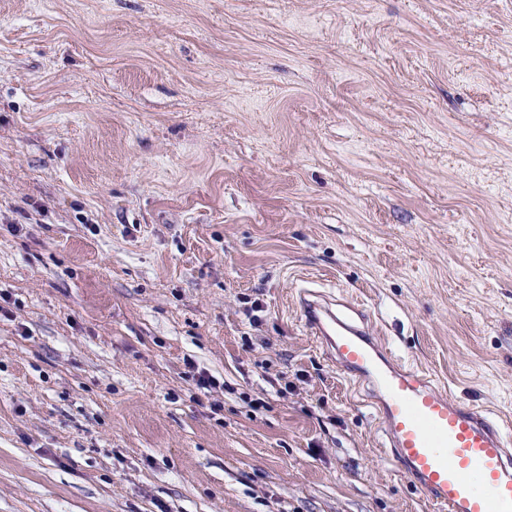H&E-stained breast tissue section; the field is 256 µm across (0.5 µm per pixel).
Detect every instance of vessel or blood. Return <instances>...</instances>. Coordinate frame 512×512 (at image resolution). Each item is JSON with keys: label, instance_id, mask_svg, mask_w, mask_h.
Masks as SVG:
<instances>
[{"label": "vessel or blood", "instance_id": "vessel-or-blood-1", "mask_svg": "<svg viewBox=\"0 0 512 512\" xmlns=\"http://www.w3.org/2000/svg\"><path fill=\"white\" fill-rule=\"evenodd\" d=\"M304 323L341 371L367 388L382 445L436 512H512V441L502 420L462 405L392 357L335 300L304 293Z\"/></svg>", "mask_w": 512, "mask_h": 512}]
</instances>
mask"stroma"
<instances>
[{"mask_svg":"<svg viewBox=\"0 0 512 512\" xmlns=\"http://www.w3.org/2000/svg\"><path fill=\"white\" fill-rule=\"evenodd\" d=\"M306 286L512 417V0H0V512H431Z\"/></svg>","mask_w":512,"mask_h":512,"instance_id":"obj_1","label":"stroma"}]
</instances>
